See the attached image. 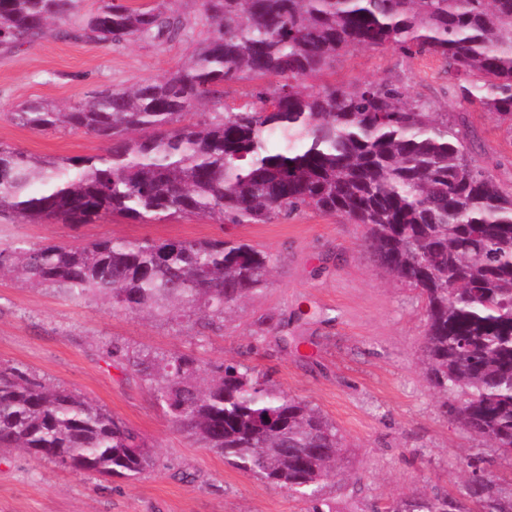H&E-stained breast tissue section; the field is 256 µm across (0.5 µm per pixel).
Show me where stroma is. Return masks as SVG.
Here are the masks:
<instances>
[{"instance_id":"1","label":"stroma","mask_w":512,"mask_h":512,"mask_svg":"<svg viewBox=\"0 0 512 512\" xmlns=\"http://www.w3.org/2000/svg\"><path fill=\"white\" fill-rule=\"evenodd\" d=\"M77 0L66 22L45 36L0 47V144L37 158L91 155L105 142L80 131L38 133L14 112L32 101L74 106L96 90L126 88L169 75L190 43L206 37L198 0H172L187 22L178 41L134 39L105 45L70 32L100 6ZM387 79L412 96L461 114L474 135L472 150L501 184L512 183V138L497 118L477 107L459 109L448 96V75L432 56L390 49H355L326 80L345 86ZM128 241L223 239L271 253L268 284L226 312L219 329L200 332L185 318L115 312L102 300L67 298L55 287L0 280V366H16L45 385L79 394L143 435L157 465L134 479L65 469L30 453L0 449V512H309L285 489L225 465L169 423L150 385L127 356L174 352L201 368L233 361L256 369L288 394L317 406L343 437L347 460L324 480L322 497L334 512H372L416 492L456 488L466 459L483 457L492 474H512V461L447 417L421 362L423 304L374 261L365 229L307 210L286 220L224 228L200 216L151 224L106 217L92 224L0 221V247L80 245L101 238ZM288 322L303 337L300 350L257 343L264 317ZM126 354H112L113 344Z\"/></svg>"}]
</instances>
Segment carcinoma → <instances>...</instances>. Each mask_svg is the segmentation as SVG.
I'll return each instance as SVG.
<instances>
[{"mask_svg":"<svg viewBox=\"0 0 512 512\" xmlns=\"http://www.w3.org/2000/svg\"><path fill=\"white\" fill-rule=\"evenodd\" d=\"M209 36L171 75L102 90L65 111L14 113L42 132L81 130L104 153L46 162L0 147V219L80 226L106 216L143 223L198 215L266 224L305 210L366 229L378 264L418 291L422 364L446 413L512 459V188L473 155L464 122L389 80H316L355 48L433 55L461 106L512 132V0H200ZM75 0H0V46L67 20ZM180 16L107 0L77 36L102 43L175 39ZM252 82L247 99L224 86ZM212 108L203 120L195 111ZM274 260L234 240L100 239L86 246L0 247V276L98 295L115 311L182 313L212 328L266 285ZM256 337L280 335L274 317ZM178 431L224 462L325 512L319 493L340 468L343 437L310 402L252 369L195 358L134 356ZM0 448L64 467L136 478L155 464L146 439L108 410L0 367ZM466 478L458 493H415L373 512H512V476Z\"/></svg>","mask_w":512,"mask_h":512,"instance_id":"carcinoma-1","label":"carcinoma"}]
</instances>
